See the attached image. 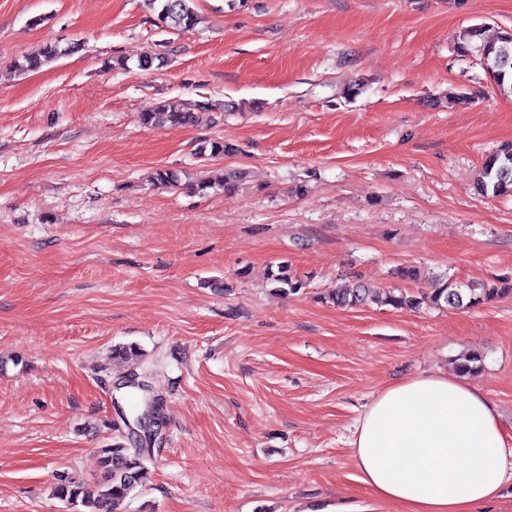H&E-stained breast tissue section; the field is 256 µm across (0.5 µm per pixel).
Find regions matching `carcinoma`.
Segmentation results:
<instances>
[{
  "instance_id": "obj_1",
  "label": "carcinoma",
  "mask_w": 512,
  "mask_h": 512,
  "mask_svg": "<svg viewBox=\"0 0 512 512\" xmlns=\"http://www.w3.org/2000/svg\"><path fill=\"white\" fill-rule=\"evenodd\" d=\"M196 0H145L147 8L157 14L158 20L178 31H193L202 22ZM485 28L471 26L458 36V49L477 56L486 73L492 76L499 91L512 93V31H501L494 40L485 39ZM79 49L72 43L64 48L57 43H46L39 50L22 56L16 67L33 72L53 60ZM213 108L203 105L191 108L179 99L164 100L139 115L144 126L169 124L178 127H199L213 122ZM237 151L235 144L224 140H208L198 148L199 156H224ZM245 173L226 172L217 182L200 180L195 184H182L178 173L159 170L156 181L164 186L181 185L193 192H204L218 187L230 194L238 190ZM476 189L483 195L512 197V142L504 143L490 154L483 165ZM397 278L404 281H426L427 287L415 293L402 290L380 291V287L367 284L358 275L348 276L347 284L331 296L332 303L340 307H357L367 303L393 308H420L424 305L438 309L473 308L497 298L512 294V281L497 279L460 283L449 276L423 277L415 266H401L395 270ZM271 281L284 293H298L305 287L302 277L294 273L288 263L277 265L270 272ZM482 357L477 353L464 355L456 360V369L463 375H472L481 367ZM100 477L91 482L65 477L54 487L55 495L62 501L82 507L80 512H121V506L140 491L147 473L148 455L144 449H131L122 442H115L99 449Z\"/></svg>"
}]
</instances>
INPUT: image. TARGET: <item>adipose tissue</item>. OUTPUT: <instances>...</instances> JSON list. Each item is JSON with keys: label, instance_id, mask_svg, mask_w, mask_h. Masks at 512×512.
<instances>
[{"label": "adipose tissue", "instance_id": "obj_1", "mask_svg": "<svg viewBox=\"0 0 512 512\" xmlns=\"http://www.w3.org/2000/svg\"><path fill=\"white\" fill-rule=\"evenodd\" d=\"M351 446L361 481L406 512H478L512 480V448L494 406L455 374L382 390Z\"/></svg>", "mask_w": 512, "mask_h": 512}]
</instances>
